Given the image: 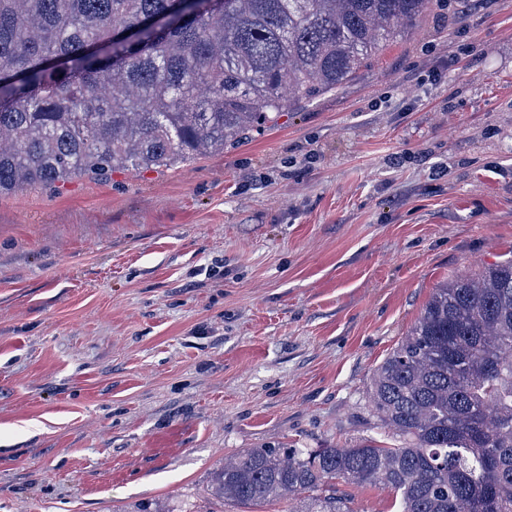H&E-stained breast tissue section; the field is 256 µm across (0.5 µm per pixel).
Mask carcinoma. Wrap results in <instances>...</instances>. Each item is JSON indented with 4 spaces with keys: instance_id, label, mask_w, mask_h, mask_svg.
Returning a JSON list of instances; mask_svg holds the SVG:
<instances>
[{
    "instance_id": "obj_1",
    "label": "carcinoma",
    "mask_w": 512,
    "mask_h": 512,
    "mask_svg": "<svg viewBox=\"0 0 512 512\" xmlns=\"http://www.w3.org/2000/svg\"><path fill=\"white\" fill-rule=\"evenodd\" d=\"M428 2L0 0V195L222 151L342 87ZM370 390L393 444L243 450L215 496L356 512L353 485L398 512H512V260L436 288Z\"/></svg>"
}]
</instances>
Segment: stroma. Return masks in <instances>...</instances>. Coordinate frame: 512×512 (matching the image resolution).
<instances>
[{"label": "stroma", "instance_id": "obj_1", "mask_svg": "<svg viewBox=\"0 0 512 512\" xmlns=\"http://www.w3.org/2000/svg\"><path fill=\"white\" fill-rule=\"evenodd\" d=\"M512 259V0H430L224 151L0 196V512H215L249 448L384 440L377 366Z\"/></svg>", "mask_w": 512, "mask_h": 512}]
</instances>
